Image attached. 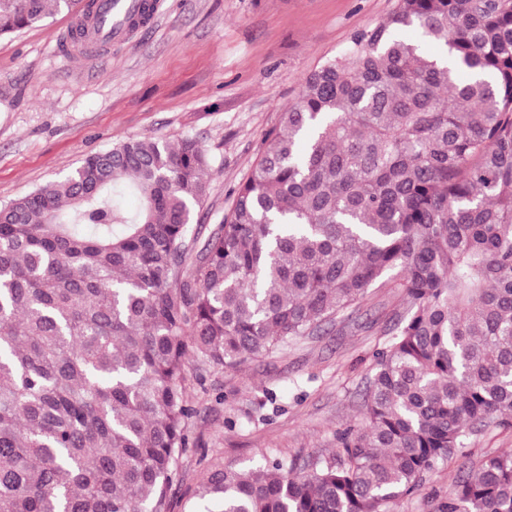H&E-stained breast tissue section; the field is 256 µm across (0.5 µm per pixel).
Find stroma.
Instances as JSON below:
<instances>
[{
    "label": "stroma",
    "mask_w": 512,
    "mask_h": 512,
    "mask_svg": "<svg viewBox=\"0 0 512 512\" xmlns=\"http://www.w3.org/2000/svg\"><path fill=\"white\" fill-rule=\"evenodd\" d=\"M396 4L159 0L150 26L94 54L59 53L72 19L64 10L0 37V206L129 139L189 137L210 161L209 193L189 226L206 240L303 78ZM404 308L400 289L376 286L359 310L240 369L189 360L190 448L170 512H193L216 465L330 459L337 434L360 417L373 355L391 342ZM462 441L458 456L389 512H437L485 455L512 449V428L491 424Z\"/></svg>",
    "instance_id": "stroma-1"
}]
</instances>
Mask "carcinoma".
I'll use <instances>...</instances> for the list:
<instances>
[{
  "instance_id": "carcinoma-1",
  "label": "carcinoma",
  "mask_w": 512,
  "mask_h": 512,
  "mask_svg": "<svg viewBox=\"0 0 512 512\" xmlns=\"http://www.w3.org/2000/svg\"><path fill=\"white\" fill-rule=\"evenodd\" d=\"M73 4L0 0V36ZM208 168L133 138L0 207V512H168L187 358L236 369L378 283L406 315L333 460L211 469L202 512H387L512 427V0H397L305 76L198 249ZM439 512H512V451Z\"/></svg>"
}]
</instances>
